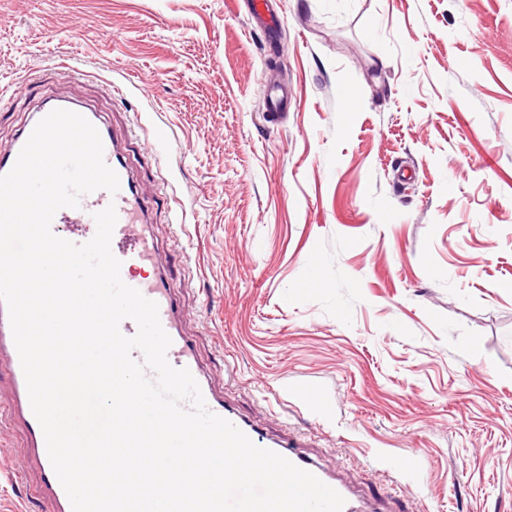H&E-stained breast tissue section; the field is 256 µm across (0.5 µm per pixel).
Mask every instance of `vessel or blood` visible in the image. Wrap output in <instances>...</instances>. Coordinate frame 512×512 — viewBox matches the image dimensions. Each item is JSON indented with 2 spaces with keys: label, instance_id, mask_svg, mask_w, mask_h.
Instances as JSON below:
<instances>
[{
  "label": "vessel or blood",
  "instance_id": "b4317fda",
  "mask_svg": "<svg viewBox=\"0 0 512 512\" xmlns=\"http://www.w3.org/2000/svg\"><path fill=\"white\" fill-rule=\"evenodd\" d=\"M249 13L253 26L263 31L267 39H274L280 18L270 0H249ZM58 108L74 111L96 127L104 147V160L117 173L120 188L114 194L105 190L95 191L84 195L79 207L60 209L52 221L53 233L65 237L66 225L93 223L94 213L107 206H114L117 223L112 234L111 250L121 263L120 276L125 284L157 303L161 325L172 341L167 352L168 361L174 367L189 369L200 386L208 409L233 423L257 446L284 456L335 489L345 500L343 512H375L368 502L361 499L334 473L305 455L297 440L284 434L265 432L239 410L225 404L223 394L210 384L197 358L195 341L185 330L184 310L168 284L166 271L157 267L149 208L129 172L125 149L115 142L109 125L96 109L64 93L42 98L17 129L9 150L0 154V175L12 169L36 124ZM3 382L9 387L10 396L7 403L0 406V428L13 426L23 431L25 446L39 471V482L33 490L34 497L44 499L47 512H72L67 494L48 457L42 428L32 412L7 307L0 302V383Z\"/></svg>",
  "mask_w": 512,
  "mask_h": 512
}]
</instances>
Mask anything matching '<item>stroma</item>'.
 <instances>
[{"instance_id": "35a3bbf8", "label": "stroma", "mask_w": 512, "mask_h": 512, "mask_svg": "<svg viewBox=\"0 0 512 512\" xmlns=\"http://www.w3.org/2000/svg\"><path fill=\"white\" fill-rule=\"evenodd\" d=\"M276 2L270 44L242 0H0V152L93 104L225 400L384 512H512V0Z\"/></svg>"}]
</instances>
